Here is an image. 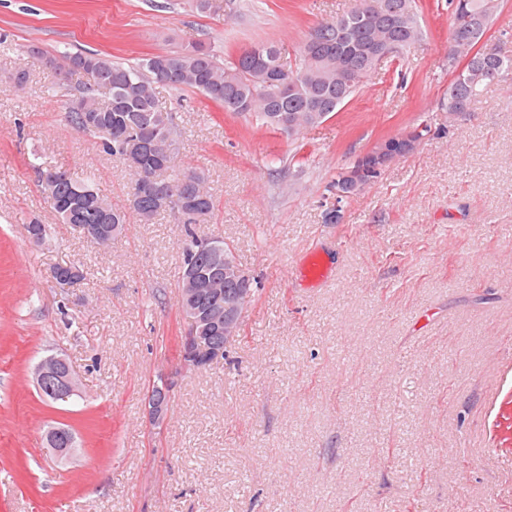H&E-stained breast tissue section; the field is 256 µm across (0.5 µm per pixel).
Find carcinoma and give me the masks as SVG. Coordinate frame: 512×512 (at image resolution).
Segmentation results:
<instances>
[{"mask_svg":"<svg viewBox=\"0 0 512 512\" xmlns=\"http://www.w3.org/2000/svg\"><path fill=\"white\" fill-rule=\"evenodd\" d=\"M360 2L355 0L347 13L318 25V43L310 48L299 46L294 64L288 67L281 63L280 49L272 42L228 54L222 61L202 43L130 64L82 51L47 52L43 61L49 62V71L62 80L75 73L87 76L88 82L79 89L81 111L68 110L66 118L78 130L99 138L103 153L126 161L127 147L120 139L125 135L151 141L162 156L147 168L127 164L129 191L152 177L176 189L186 173L195 176L196 185L176 200L158 201L145 196L133 207L142 223L150 224L165 214L176 217L183 208L205 217L214 208L213 195L203 172L177 165L179 139L171 113L158 105L156 86L164 84L172 74V87L197 91L226 112L253 116L268 130H281L276 121L281 113L294 116L297 132L311 130L321 124L315 113L335 114L336 107L350 101L376 69L368 56L375 41H392L399 56L423 37L417 0H378L387 16L376 23L356 20ZM501 9V0H448V43L455 64L448 65V87L440 99V111L465 115L488 85L512 75V55L496 45H479L484 38L492 40L488 33ZM345 70L357 71V80L351 85L336 81V73ZM36 170L45 199L56 201L58 220L79 234H84L86 224H127L128 208L112 204L93 178L41 164L36 165ZM196 224V219L183 222L180 281L197 265L209 270L216 266L201 251L208 236L197 233ZM225 287L221 265L210 293L200 297V304L209 307L224 301Z\"/></svg>","mask_w":512,"mask_h":512,"instance_id":"carcinoma-1","label":"carcinoma"}]
</instances>
